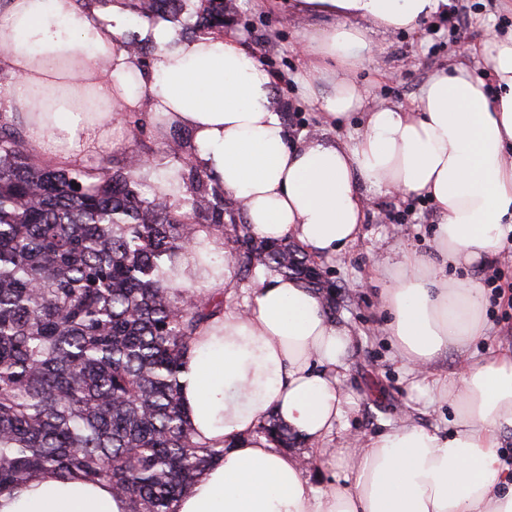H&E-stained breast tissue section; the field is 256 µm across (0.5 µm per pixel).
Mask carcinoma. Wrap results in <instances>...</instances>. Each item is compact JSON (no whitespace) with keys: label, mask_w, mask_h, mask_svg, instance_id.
Listing matches in <instances>:
<instances>
[{"label":"carcinoma","mask_w":512,"mask_h":512,"mask_svg":"<svg viewBox=\"0 0 512 512\" xmlns=\"http://www.w3.org/2000/svg\"><path fill=\"white\" fill-rule=\"evenodd\" d=\"M187 0H134L144 18L177 20ZM195 37L224 24V0H198ZM141 173L35 162L0 116V494L46 470L105 481L128 512H176L181 494L220 458L195 440L178 374L197 331L224 296L188 294L178 263L200 232L229 228L250 272L324 288L307 255L256 239L229 213L224 187L192 168L184 196H142ZM198 215L185 223L182 209ZM257 433L303 444L276 416Z\"/></svg>","instance_id":"cac0c4a2"}]
</instances>
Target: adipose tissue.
Instances as JSON below:
<instances>
[{
	"mask_svg": "<svg viewBox=\"0 0 512 512\" xmlns=\"http://www.w3.org/2000/svg\"><path fill=\"white\" fill-rule=\"evenodd\" d=\"M328 18L302 50L333 90L320 106L336 121L361 109L351 71L368 27L415 29L448 0H294ZM152 47L137 66L129 38ZM482 73L461 61L435 72L416 108L371 110L349 142L291 140L273 80L255 56L221 35L179 37L172 24L131 25L126 0L92 16L79 0H0V106L29 145L81 165L115 147L113 131L146 110L189 129L197 163L242 207L256 238L341 254L358 239L367 188L417 194L437 210L435 256L405 254L381 267V329L425 388L450 401L448 432L404 422L351 446L325 449L358 402L343 383L354 335L297 279L261 277L247 304L225 305L193 337L179 375L197 440L225 454L176 504L177 512H512V466L500 453L512 429V354L471 360L455 381L434 376L448 349L489 335L476 281L448 267L482 266L512 233V35L483 47ZM275 415L317 455L329 479L255 430ZM0 512H127L106 482L45 472L0 496Z\"/></svg>",
	"mask_w": 512,
	"mask_h": 512,
	"instance_id": "ef3b65f1",
	"label": "adipose tissue"
}]
</instances>
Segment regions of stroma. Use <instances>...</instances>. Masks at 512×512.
<instances>
[{
	"instance_id": "obj_1",
	"label": "stroma",
	"mask_w": 512,
	"mask_h": 512,
	"mask_svg": "<svg viewBox=\"0 0 512 512\" xmlns=\"http://www.w3.org/2000/svg\"><path fill=\"white\" fill-rule=\"evenodd\" d=\"M237 10L224 18V35L238 40L271 74L275 99L283 111L291 137L320 131L330 141L344 143L352 136L361 113L350 114L340 123L327 122L319 107L321 98L332 90L326 81L305 89L301 79L313 67L312 60L299 49L305 32L328 26L326 18L296 14L287 0H235ZM449 10L461 19L451 30L445 17L435 16L408 32L369 35L371 51L355 68V82L365 92L362 111L379 106L414 108L421 87L436 69L460 59L462 47L480 52L485 39L512 32V0H448ZM157 122L148 112L126 114L122 121L124 146L92 158L91 166L106 165L115 170L156 162L155 174H144L145 186L155 177H180L194 165L199 147L186 129H169L186 148L179 158L167 154L166 139L156 135ZM438 215L434 206H421L416 196L379 195L367 212L362 233L344 258H311L325 284L328 306L338 322L349 325L357 338L346 358V388L358 402L344 429L326 440L329 448L344 446L349 435L362 438L375 434L384 424L409 421L428 431L448 428L447 401L431 390L415 388L414 379L399 360L394 347L379 326L382 315L379 294L382 282L375 269L398 253L424 258L435 255ZM201 253L182 259L183 283L197 288L216 287L214 266L203 252L237 258L239 249L228 234H201ZM449 277L470 278L486 287V316L494 332L477 339L468 350H449L437 361L439 377L455 378L466 360L490 353L512 351V253H501L492 264L471 269H449Z\"/></svg>"
}]
</instances>
